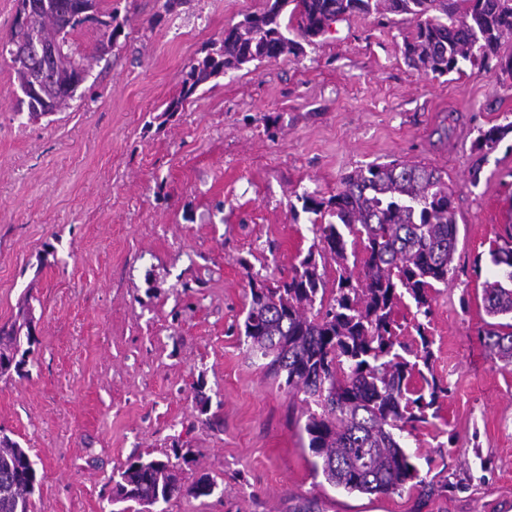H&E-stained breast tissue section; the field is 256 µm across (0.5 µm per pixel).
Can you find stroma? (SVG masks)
<instances>
[{
	"label": "stroma",
	"instance_id": "35a3bbf8",
	"mask_svg": "<svg viewBox=\"0 0 512 512\" xmlns=\"http://www.w3.org/2000/svg\"><path fill=\"white\" fill-rule=\"evenodd\" d=\"M266 0H102L123 25L68 109L29 120L0 55V325L29 312L28 376L0 377V432L35 463L34 512H111L138 457L206 476L207 497L164 512H512V364L478 331L489 243L512 225V87L471 66L409 67L413 21L358 15L299 54L254 62L165 107L190 60ZM408 160L446 173L454 270L421 318H395L447 397L403 434L439 492L349 493L315 472L307 406L249 353L250 284L288 277L317 250L302 197L349 172ZM479 183H472V172Z\"/></svg>",
	"mask_w": 512,
	"mask_h": 512
}]
</instances>
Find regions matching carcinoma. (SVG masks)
<instances>
[{"instance_id": "cac0c4a2", "label": "carcinoma", "mask_w": 512, "mask_h": 512, "mask_svg": "<svg viewBox=\"0 0 512 512\" xmlns=\"http://www.w3.org/2000/svg\"><path fill=\"white\" fill-rule=\"evenodd\" d=\"M22 20L15 23L0 50L10 56L15 78L24 91L28 113L60 112L70 106L76 85L89 66L71 36L99 12V0H17ZM293 5L289 21L283 10ZM394 15L415 21L403 42L408 66L448 75L471 65L490 71L502 65L512 78V0H267L226 31L221 49L186 66L179 97L165 111L179 112L197 88L226 72L254 62L302 51L292 32L308 41L323 35L339 20L353 15ZM101 13V12H99ZM103 30L95 52L103 57L121 34L112 14L101 13ZM57 47L53 55L49 47ZM315 214L332 221L318 225L321 251L336 262L335 288L310 251L284 280L251 283L244 336L251 354L264 361L272 377L302 402L321 412L306 414L304 431L314 469L349 493L392 494L406 485L428 493L401 433L429 423L448 388L428 379L430 341L417 326L420 345L399 340L395 308L409 295L427 316L435 284L447 283L456 252L458 224L452 193L442 174L420 163L369 164L343 178L327 199L304 197ZM362 245V254L347 251L346 237ZM491 263L505 266L512 282V225L490 242ZM330 298H325V295ZM484 308L490 317L512 318V289L485 282ZM28 348L21 349V338ZM491 359L512 363V322L486 323L481 330ZM37 342L31 321L0 326V376L15 371L23 377ZM412 355L415 361L405 358ZM37 473L27 450L0 437V512H33L31 496ZM214 482L207 476L186 484L169 463L138 460L116 483V496L140 506L174 497H206Z\"/></svg>"}]
</instances>
